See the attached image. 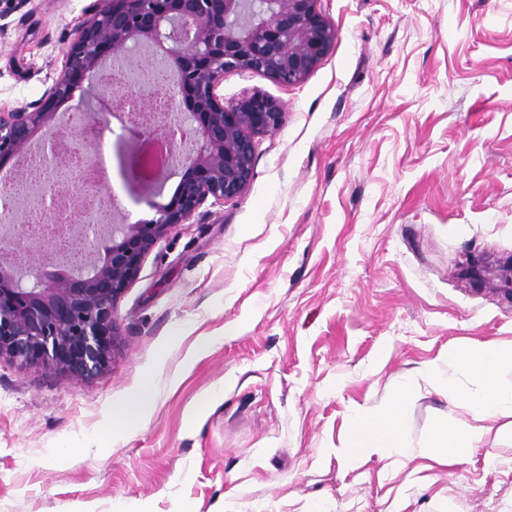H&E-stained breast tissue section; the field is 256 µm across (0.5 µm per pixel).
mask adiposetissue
I'll list each match as a JSON object with an SVG mask.
<instances>
[{"instance_id": "adipose-tissue-1", "label": "adipose tissue", "mask_w": 512, "mask_h": 512, "mask_svg": "<svg viewBox=\"0 0 512 512\" xmlns=\"http://www.w3.org/2000/svg\"><path fill=\"white\" fill-rule=\"evenodd\" d=\"M449 360L455 368L466 371L478 386L475 393H462L451 377L441 379L449 404L464 410L470 421L463 424L456 415H449L436 426L423 454L439 461H461L470 458L484 442L490 432L489 421L512 417V385L507 387L501 382L504 373L512 372V346H464L454 349ZM414 394L415 383L409 379L398 387L385 410H354L348 456L383 458L404 447L402 414Z\"/></svg>"}]
</instances>
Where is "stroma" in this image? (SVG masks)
Masks as SVG:
<instances>
[{
	"mask_svg": "<svg viewBox=\"0 0 512 512\" xmlns=\"http://www.w3.org/2000/svg\"><path fill=\"white\" fill-rule=\"evenodd\" d=\"M91 0H0V104L41 96ZM336 38L303 82L226 76L284 122L235 200L172 228L114 307L110 368L0 359V512H512V438L422 457L448 351L512 344V301L459 277L512 257V0H318ZM116 224L152 218L120 126ZM210 337L199 347V337ZM429 369L406 446L348 462L353 409ZM153 379L142 421L112 410Z\"/></svg>",
	"mask_w": 512,
	"mask_h": 512,
	"instance_id": "stroma-1",
	"label": "stroma"
}]
</instances>
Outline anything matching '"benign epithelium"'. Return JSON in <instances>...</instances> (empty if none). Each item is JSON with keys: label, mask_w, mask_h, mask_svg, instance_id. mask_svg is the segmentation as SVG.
<instances>
[{"label": "benign epithelium", "mask_w": 512, "mask_h": 512, "mask_svg": "<svg viewBox=\"0 0 512 512\" xmlns=\"http://www.w3.org/2000/svg\"><path fill=\"white\" fill-rule=\"evenodd\" d=\"M92 0L72 32L58 76L42 95L19 107L0 106V169L13 165L31 147L60 106L84 82L106 70L126 52L147 47L176 74L175 112L190 124L193 154L183 165L176 193L138 224L112 228L105 254L97 235H76L66 224L71 252L90 258L91 271L74 274L46 245L38 262L23 269L11 242L36 229L20 224L0 240V357L24 367H48L72 378L93 379L113 359L117 328L114 305L138 278L146 255L168 230L188 224L208 202L222 204L242 195L254 176L257 137L279 128L282 105L255 92L226 101L221 87L230 73H258L290 86L304 81L329 54L336 32L317 8L318 0ZM106 114L82 121L69 141H46L56 171L74 172L80 154L94 152V132ZM161 127L141 122L129 128L136 139L132 172L148 163L146 147L165 141ZM464 276L475 287L483 281L482 259L470 257Z\"/></svg>", "instance_id": "benign-epithelium-1"}]
</instances>
